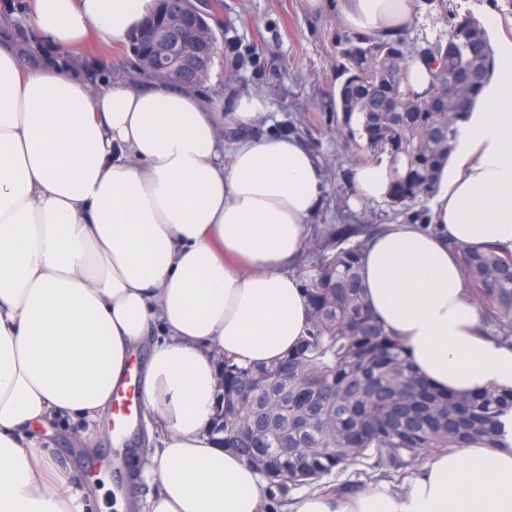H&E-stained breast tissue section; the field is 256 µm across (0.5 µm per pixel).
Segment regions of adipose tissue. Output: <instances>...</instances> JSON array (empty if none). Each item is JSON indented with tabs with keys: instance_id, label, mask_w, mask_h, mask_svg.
<instances>
[{
	"instance_id": "1",
	"label": "adipose tissue",
	"mask_w": 512,
	"mask_h": 512,
	"mask_svg": "<svg viewBox=\"0 0 512 512\" xmlns=\"http://www.w3.org/2000/svg\"><path fill=\"white\" fill-rule=\"evenodd\" d=\"M28 40L0 23V512H87L38 424L92 447L146 341L139 396L149 447L143 500L114 512H266L262 477L209 431L218 358L268 365L310 320L293 269L324 172L293 136L258 137L257 99L229 116L171 78L91 83L85 44L127 43L153 0H23ZM377 37L416 20L414 0H342ZM457 131L430 198L443 237L394 224L366 248L370 310L417 373L458 394L512 388V347L484 333L459 245L512 251V37ZM356 199L387 198V162L355 168ZM507 449L433 454L401 490L308 492L294 512H512Z\"/></svg>"
}]
</instances>
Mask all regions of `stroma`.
<instances>
[{
	"instance_id": "stroma-1",
	"label": "stroma",
	"mask_w": 512,
	"mask_h": 512,
	"mask_svg": "<svg viewBox=\"0 0 512 512\" xmlns=\"http://www.w3.org/2000/svg\"><path fill=\"white\" fill-rule=\"evenodd\" d=\"M340 0H324L322 9L309 0H221L216 34L220 52L203 92L234 109L241 97L260 101L266 116L255 130L262 136L284 131L299 137L317 156L325 174L322 202L310 219L311 240H320L339 224H400L387 201L354 202L351 174L356 149L332 119L336 83L333 38L340 26ZM72 480L94 487L96 478L109 477L119 489L147 496L148 485H132L122 457L146 447L143 426H136L115 446L111 432L97 439L92 453L76 452L71 433L59 424L42 431Z\"/></svg>"
}]
</instances>
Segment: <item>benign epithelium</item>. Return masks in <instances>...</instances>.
<instances>
[{
  "instance_id": "1",
  "label": "benign epithelium",
  "mask_w": 512,
  "mask_h": 512,
  "mask_svg": "<svg viewBox=\"0 0 512 512\" xmlns=\"http://www.w3.org/2000/svg\"><path fill=\"white\" fill-rule=\"evenodd\" d=\"M165 2L157 0L159 8L131 40L130 50L145 73L177 77L191 70L196 76L195 84H201L209 78L213 62L207 48L217 40L209 23L215 17V0H181L182 7L174 11L165 10ZM218 388L216 415L211 424L214 433L224 432V380H219Z\"/></svg>"
}]
</instances>
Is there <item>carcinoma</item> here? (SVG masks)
I'll list each match as a JSON object with an SVG mask.
<instances>
[{"label": "carcinoma", "instance_id": "obj_1", "mask_svg": "<svg viewBox=\"0 0 512 512\" xmlns=\"http://www.w3.org/2000/svg\"><path fill=\"white\" fill-rule=\"evenodd\" d=\"M448 32L416 55L434 65L431 89L411 91L406 38L338 30L336 127L361 141L359 160L386 159L393 171L389 200L410 223L432 233L428 210L412 209L432 195L454 148L457 125L474 104L494 66L483 22L449 11ZM406 104L404 112L386 106ZM380 224H338L335 242H317L313 265L301 273L310 324L288 365H240L224 358V390L233 393L227 420L245 438L224 437L249 465L266 460L268 492L296 486L324 489L325 476L365 465L368 479L401 483L432 452L480 444L506 448L501 416L512 391L444 393L413 370L409 352L369 310L360 268ZM448 247L484 313L486 332L512 346V251L496 246ZM292 448L288 461L275 448Z\"/></svg>", "mask_w": 512, "mask_h": 512}]
</instances>
